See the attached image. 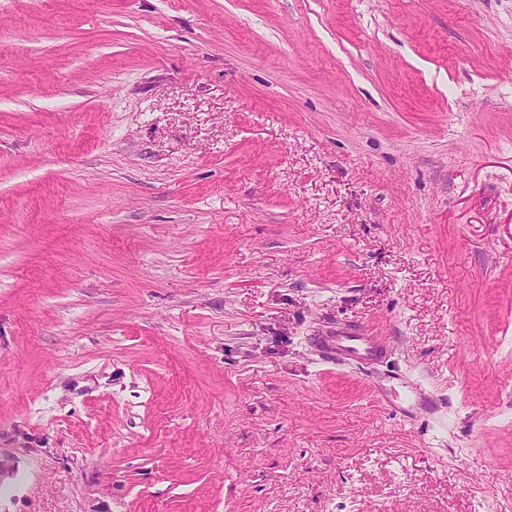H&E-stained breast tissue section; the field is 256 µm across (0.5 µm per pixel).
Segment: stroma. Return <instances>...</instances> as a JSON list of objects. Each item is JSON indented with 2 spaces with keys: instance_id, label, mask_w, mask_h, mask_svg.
Returning a JSON list of instances; mask_svg holds the SVG:
<instances>
[{
  "instance_id": "35a3bbf8",
  "label": "stroma",
  "mask_w": 512,
  "mask_h": 512,
  "mask_svg": "<svg viewBox=\"0 0 512 512\" xmlns=\"http://www.w3.org/2000/svg\"><path fill=\"white\" fill-rule=\"evenodd\" d=\"M0 461V512H512V0H0ZM311 341L326 359L356 366L377 362L386 349L382 336L372 330L351 325L338 326L318 336H312Z\"/></svg>"
}]
</instances>
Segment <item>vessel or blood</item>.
<instances>
[{"mask_svg":"<svg viewBox=\"0 0 512 512\" xmlns=\"http://www.w3.org/2000/svg\"><path fill=\"white\" fill-rule=\"evenodd\" d=\"M312 342L323 356L347 365L364 366L377 362L386 344L374 331L343 325L313 337Z\"/></svg>","mask_w":512,"mask_h":512,"instance_id":"b4317fda","label":"vessel or blood"}]
</instances>
